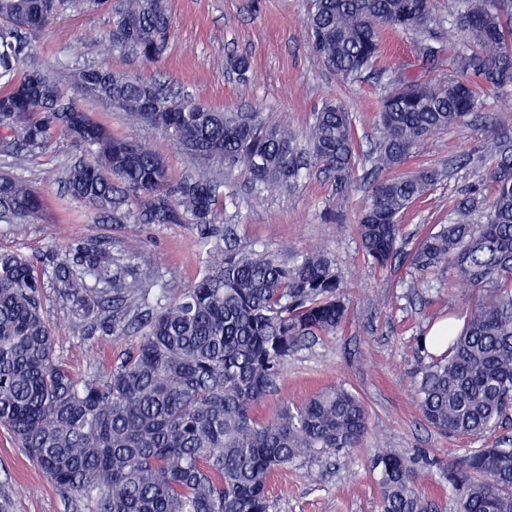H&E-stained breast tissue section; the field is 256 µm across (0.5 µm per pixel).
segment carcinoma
<instances>
[{
    "mask_svg": "<svg viewBox=\"0 0 512 512\" xmlns=\"http://www.w3.org/2000/svg\"><path fill=\"white\" fill-rule=\"evenodd\" d=\"M103 11L111 27L104 56L162 57L174 32L167 0H0V155L20 163L59 136L83 153L67 170L76 200L122 224H194L204 248L201 275L166 287L151 258H126L99 238L73 239L43 264L0 252V426L53 483L89 496L92 512H269L273 473L324 454L361 447L364 402L330 386L267 418L256 406L276 389L285 365L310 339L334 336L349 305L322 248L283 257L212 242L224 207L219 175L243 165L256 195L293 188L302 171L333 178L348 192L358 154L356 125L337 100L313 113L306 144L260 112H217L157 83L99 65L76 67L73 88L164 132L197 166L173 177L164 156L141 140L112 135L79 109L45 70L24 67L27 35L67 11ZM434 0H310L314 53L350 85L372 71L385 29L419 35L421 60L456 51V72L434 81L388 78L379 104L375 168L391 170L437 131L463 126L483 85L512 87V0H455L448 26L432 27ZM494 115L484 143L485 179L448 223L402 250L400 219L439 181L421 170L383 177L358 218L365 261L384 270L399 257L425 274L453 269L475 291L461 329L432 337L445 350L422 364L417 401L428 425L477 440L512 427V136ZM41 197L27 180L0 175V221L36 216ZM51 284L72 325L97 341L136 337L105 372L76 376L54 357L42 297ZM380 512H438L416 489L405 457L372 459ZM458 512H512V448L506 439L472 448L447 469Z\"/></svg>",
    "mask_w": 512,
    "mask_h": 512,
    "instance_id": "cac0c4a2",
    "label": "carcinoma"
}]
</instances>
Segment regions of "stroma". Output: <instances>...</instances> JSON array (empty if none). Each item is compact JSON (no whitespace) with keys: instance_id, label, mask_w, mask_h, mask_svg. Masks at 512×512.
I'll list each match as a JSON object with an SVG mask.
<instances>
[{"instance_id":"stroma-1","label":"stroma","mask_w":512,"mask_h":512,"mask_svg":"<svg viewBox=\"0 0 512 512\" xmlns=\"http://www.w3.org/2000/svg\"><path fill=\"white\" fill-rule=\"evenodd\" d=\"M169 8L176 32L160 64L149 65L118 52L100 59L97 44L110 29L108 15L70 11L31 34L26 63L51 72L61 86H68L69 50L79 42L82 64L104 63L130 78L169 82L175 91L216 111H257L301 137L313 112L324 100L335 98L352 112L366 147L377 138L383 77L404 70L433 80L453 69L452 52H445L435 64H423L417 58L416 36L387 30L375 76L343 85L310 48L305 32L308 0H169ZM242 57L250 64L245 83L227 64L228 59ZM75 99L112 134L140 139L158 149L174 177L193 168V159L161 131L131 124L124 112L106 108L88 95L79 93ZM484 136L475 125L438 132L418 156L395 168L398 176L422 169L442 174L402 219L408 244L447 223L450 211L465 198L477 176L459 161L478 155ZM77 156L69 140L59 138L36 151L22 168L0 159V171H18L43 201L36 217L0 223V249L41 258L63 249L70 239L101 236L122 255H149L169 287L183 288L196 280L203 252L196 227L142 224L132 216L121 224L103 219L65 189L66 171ZM371 168V161L357 162L353 186L342 202L332 180L317 172L304 175L291 191L269 192L259 199L248 190L250 175L245 167L224 173L235 195L217 214V226L232 225L238 243L281 253L292 247L324 248L352 298L344 331L306 344L289 357L276 391L257 406V415L266 416L275 405L298 403L321 388L341 384L365 402L371 421L356 461L336 454L279 472L271 484L269 512H379L378 475L370 459L386 451L414 458L420 493L437 502L443 512H456L441 468L460 464L473 443L441 435L422 420L415 391L425 355L418 349V338L435 322H457L470 292L452 270L432 276L430 288L415 293L408 289L416 277L408 264L380 272L365 264L357 216L368 195ZM379 294L385 295L384 304H376ZM44 305L54 326L59 359L79 373L110 367L123 342L83 336L54 292H47ZM434 453L441 458V467L426 465L425 456ZM90 510V498L64 495L0 429V512Z\"/></svg>"}]
</instances>
